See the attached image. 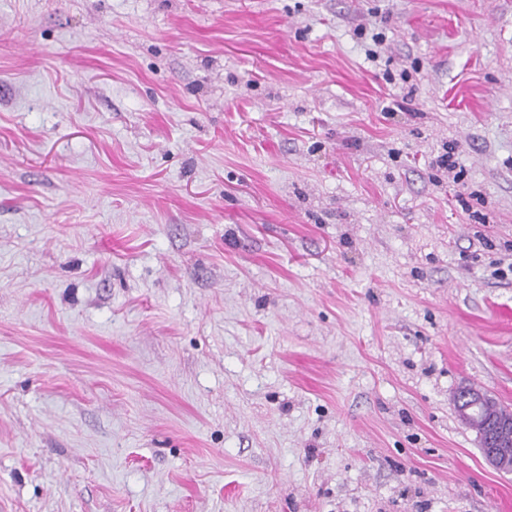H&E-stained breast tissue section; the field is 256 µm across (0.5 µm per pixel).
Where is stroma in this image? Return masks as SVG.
Returning <instances> with one entry per match:
<instances>
[{
    "mask_svg": "<svg viewBox=\"0 0 512 512\" xmlns=\"http://www.w3.org/2000/svg\"><path fill=\"white\" fill-rule=\"evenodd\" d=\"M464 385L512 0H0V512H512Z\"/></svg>",
    "mask_w": 512,
    "mask_h": 512,
    "instance_id": "1",
    "label": "stroma"
}]
</instances>
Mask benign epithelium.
I'll use <instances>...</instances> for the list:
<instances>
[{
    "mask_svg": "<svg viewBox=\"0 0 512 512\" xmlns=\"http://www.w3.org/2000/svg\"><path fill=\"white\" fill-rule=\"evenodd\" d=\"M494 398L476 387H461L452 397V404L460 418L475 419L487 438V446L482 453L487 463L494 469L512 474V456L502 448L512 444V419H503L486 413Z\"/></svg>",
    "mask_w": 512,
    "mask_h": 512,
    "instance_id": "obj_1",
    "label": "benign epithelium"
}]
</instances>
